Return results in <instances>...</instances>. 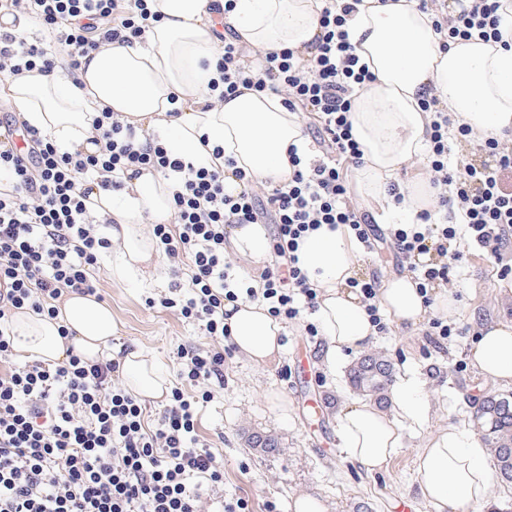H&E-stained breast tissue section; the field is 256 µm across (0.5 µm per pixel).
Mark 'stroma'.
Returning a JSON list of instances; mask_svg holds the SVG:
<instances>
[{"label": "stroma", "instance_id": "stroma-1", "mask_svg": "<svg viewBox=\"0 0 512 512\" xmlns=\"http://www.w3.org/2000/svg\"><path fill=\"white\" fill-rule=\"evenodd\" d=\"M111 264V253L102 254L97 273L101 301L119 326L109 353L148 352L168 373L172 386L183 387L178 349L211 350L217 343L205 336L197 322L183 318L176 309L159 306V299L170 293V259L159 256L155 270L125 283L113 280ZM498 284L496 266L473 253L448 290L460 302L454 320L465 328V335L437 344L424 332L412 333L391 324L372 343L371 352L390 360L396 376L413 374L425 381L430 404L423 425L404 426L403 448L380 472L352 461L339 443L338 409L360 398L346 377L347 366L357 356L345 354L342 367L327 374L325 342L322 336L308 335L305 330L307 323L313 322V314L302 313L300 319L284 324L282 350L269 365L258 366L236 354L227 357L224 385L215 389L211 401L200 404L196 428L200 441L224 459L220 495L249 498L254 512H265L270 502L277 512H293V499L299 494L315 497L326 512H355L362 502L370 503L372 512H431L421 497L417 449L442 428L472 430V414L487 395H512V386L494 384L469 360L471 344L483 325L512 324V296L501 297ZM152 298L157 301L153 307L148 304ZM304 360L310 363L304 391L323 398L319 415L303 408L290 387V369ZM271 391L287 400V414L272 410L267 397ZM254 433L274 438L276 450L265 453L249 447L247 438Z\"/></svg>", "mask_w": 512, "mask_h": 512}]
</instances>
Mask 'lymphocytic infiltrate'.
<instances>
[{
	"label": "lymphocytic infiltrate",
	"instance_id": "1",
	"mask_svg": "<svg viewBox=\"0 0 512 512\" xmlns=\"http://www.w3.org/2000/svg\"><path fill=\"white\" fill-rule=\"evenodd\" d=\"M357 0H325L322 32L305 57L293 50L269 53L253 71V52L238 35L222 39L217 68L220 98L239 88L281 97L296 115L314 120L321 157L288 159L293 173L282 184L258 186L244 170L227 187L222 169L195 167L169 154L162 140L103 112L88 146L58 148L32 126L29 155L0 144V358L11 356L13 315L22 309L57 317L62 296L97 293L95 271L108 239L96 236L88 206L94 191L121 188L122 178L144 171L179 176L171 202V224H157L153 236L167 255L189 258L172 271L182 293L162 298L198 322L223 349L177 352L179 376L201 385L200 394L171 392L155 430L144 424L139 399L116 380L119 362L88 363L76 354L58 363L39 360L0 377V512H202L205 491L224 482V462L196 434L199 404L212 398L207 384L223 382L224 357L232 353L224 306L242 298L261 300L285 322L302 309H316L317 291L299 265V243L319 225L349 227L366 249L374 243L368 215L348 190L341 163L361 165L362 151L349 119L354 89L373 79L360 67L345 25ZM439 0H419L431 12L442 48L473 36L498 40L512 0H471L445 15ZM33 15L54 40L56 51L27 42L14 31ZM154 16L146 0H0V75L18 76L56 67L67 57L74 74L83 57L101 42L141 39ZM436 96L420 106L432 113L426 169L434 204L415 223L390 231L402 271L422 293L447 286L471 251L493 260L499 277L512 275V144L478 138L467 124L451 125ZM471 147L463 167L448 163L451 145ZM233 224H270L272 263L256 285L241 287L224 257V229ZM461 240L458 249L448 244Z\"/></svg>",
	"mask_w": 512,
	"mask_h": 512
}]
</instances>
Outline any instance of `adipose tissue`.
I'll return each mask as SVG.
<instances>
[{
	"mask_svg": "<svg viewBox=\"0 0 512 512\" xmlns=\"http://www.w3.org/2000/svg\"><path fill=\"white\" fill-rule=\"evenodd\" d=\"M160 19L133 44L103 43L83 58L75 76L59 71L27 72L8 79L9 96L26 122L60 149L81 145L94 133L93 120L106 110L145 134L165 132L164 144L185 163L222 168L225 183L234 169L275 184L287 181L289 148L301 159L313 155L300 118L277 96L242 90L211 106L208 83L216 78L218 44L211 32L215 0H149ZM321 0H234L224 20L241 42L266 53L293 49L307 55L320 35ZM345 29L360 65L372 82L353 93L350 121L363 152L356 179L370 208L389 199L388 185L403 168L425 154L429 113L424 94L436 95L449 117L479 137L512 132V28L503 39L458 40L441 50L432 18L416 0H363ZM174 184L161 173L127 180L120 201L111 192L92 198L96 215L109 216L112 276L129 281L153 263L155 246L143 221L170 219ZM299 265L318 290L316 319L326 343L325 363L335 371L342 352H360L377 331L361 296L349 286L359 267L354 239L328 225L302 241ZM377 302L394 325L420 329L429 311L452 314L456 302L436 295L426 305L411 277L394 276L379 288ZM225 322L236 353L257 365L274 361L282 349L281 324L259 301L225 305ZM14 348L48 362L75 352L99 359L116 333L111 310L89 296L69 295L57 318L24 310L12 319ZM70 337H62L61 329ZM475 368L512 385V325L483 328L471 347ZM125 389L140 399L169 392V380L142 351L120 357ZM391 407L356 402L341 411L339 427L346 455L369 471L384 469L403 446V423L422 424L429 411L421 380L408 377L392 389ZM489 449L473 433L456 427L438 431L417 453L421 496L433 512H468L487 501L492 469Z\"/></svg>",
	"mask_w": 512,
	"mask_h": 512,
	"instance_id": "adipose-tissue-1",
	"label": "adipose tissue"
}]
</instances>
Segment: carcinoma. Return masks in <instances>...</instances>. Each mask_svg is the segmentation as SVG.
<instances>
[{"label": "carcinoma", "mask_w": 512, "mask_h": 512, "mask_svg": "<svg viewBox=\"0 0 512 512\" xmlns=\"http://www.w3.org/2000/svg\"><path fill=\"white\" fill-rule=\"evenodd\" d=\"M393 377L392 364L379 355H368L350 370V385L378 403L387 399ZM482 439L494 449L499 483L512 486V397L490 395L479 408Z\"/></svg>", "instance_id": "1"}]
</instances>
